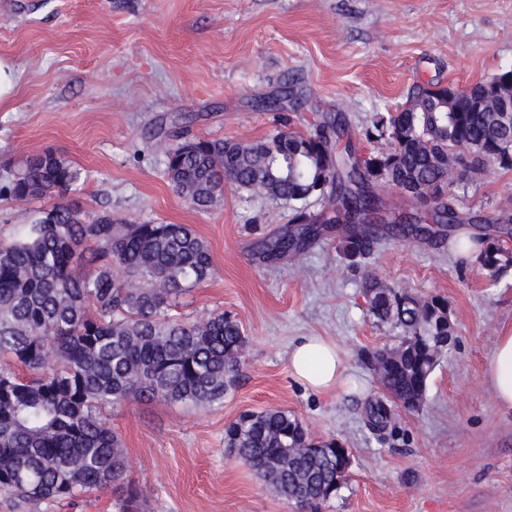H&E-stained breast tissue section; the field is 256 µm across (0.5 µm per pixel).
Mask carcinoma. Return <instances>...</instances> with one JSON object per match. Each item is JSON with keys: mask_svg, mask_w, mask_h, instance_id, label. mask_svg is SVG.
<instances>
[{"mask_svg": "<svg viewBox=\"0 0 512 512\" xmlns=\"http://www.w3.org/2000/svg\"><path fill=\"white\" fill-rule=\"evenodd\" d=\"M511 74L502 70L465 91L413 86L400 111L376 114L365 132L390 140L382 155L339 147L347 135L339 114L322 116L306 134L286 126L247 142L188 141L179 128H161L154 138L177 141L163 148L165 175L193 207L215 205L226 183L288 205L292 224L257 246L264 261L297 255L340 224L343 253L357 265L384 235L432 239L430 225L443 224L453 247L475 246V261L496 280L512 269V249L492 234L457 237L465 224L491 228L498 218L463 216L456 188L488 163L512 171V84L502 82ZM0 179V193L17 199L62 198L79 171L44 152ZM384 184L421 206L396 217L385 234L373 220ZM313 197L333 215L307 212ZM213 274L211 251L190 225L115 224L112 213L91 218L73 203L39 211L0 241V494L72 499L111 486L119 491L114 512H139L126 455L102 410L151 400L224 402L244 355L239 322L224 312L195 323L169 314ZM363 297L377 322L397 330L366 360L384 391L367 402L366 419L383 430L392 405H424L453 330L440 296L422 298L368 275ZM224 444L304 512H317L345 482L336 441L313 440L286 409L240 413L225 427Z\"/></svg>", "mask_w": 512, "mask_h": 512, "instance_id": "cac0c4a2", "label": "carcinoma"}]
</instances>
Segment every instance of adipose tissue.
<instances>
[{"mask_svg":"<svg viewBox=\"0 0 512 512\" xmlns=\"http://www.w3.org/2000/svg\"><path fill=\"white\" fill-rule=\"evenodd\" d=\"M294 377L318 391L348 386L344 360L335 344L320 336H304L289 351ZM488 382L498 406L512 411V331L498 336L488 369Z\"/></svg>","mask_w":512,"mask_h":512,"instance_id":"obj_1","label":"adipose tissue"}]
</instances>
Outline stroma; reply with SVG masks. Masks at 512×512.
<instances>
[{"label":"stroma","mask_w":512,"mask_h":512,"mask_svg":"<svg viewBox=\"0 0 512 512\" xmlns=\"http://www.w3.org/2000/svg\"><path fill=\"white\" fill-rule=\"evenodd\" d=\"M0 58L20 73L0 104V165L55 151L79 170L68 198L90 214L191 225L215 272L173 314L227 312L246 337L223 404L105 409L141 512H297L224 450L225 426L265 408L288 409L314 438L349 449L347 480L319 512H512V413L487 379L498 336L512 330V270L492 281L478 265L459 267L448 245L413 239L388 240L354 266L333 232L301 255L261 261L254 247L284 230L288 207L228 184L197 210L169 186L151 139L176 125L207 140L272 135L266 104L291 80L302 101L294 130L341 112L359 154L389 152V140L364 131L412 85L467 88L512 69V0H0ZM458 193L461 212L512 216V171L486 167ZM54 202L1 194L0 238ZM369 273L446 298L454 338L424 406L397 410L382 442L365 425V404L381 393L365 356L394 331L366 312ZM304 336L336 342L355 389L320 393L292 376L288 352ZM115 496L0 495V512H112Z\"/></svg>","instance_id":"1"}]
</instances>
